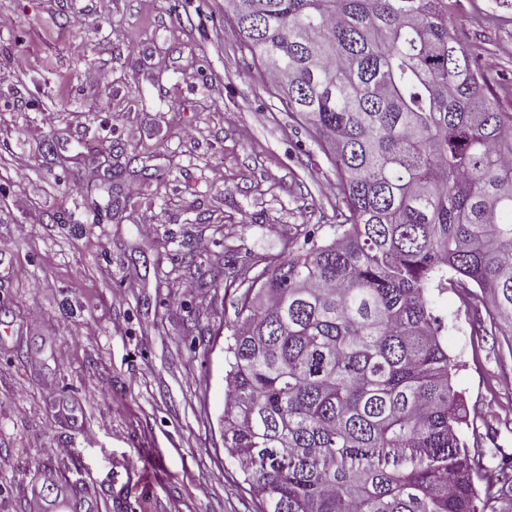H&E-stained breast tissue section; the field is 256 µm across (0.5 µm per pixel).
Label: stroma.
Segmentation results:
<instances>
[{"label": "stroma", "instance_id": "35a3bbf8", "mask_svg": "<svg viewBox=\"0 0 512 512\" xmlns=\"http://www.w3.org/2000/svg\"><path fill=\"white\" fill-rule=\"evenodd\" d=\"M0 14L14 20L0 28V512H262L224 449L241 291L210 273L278 255L300 224L332 238L330 159L224 0H0ZM448 20L512 112V0H448ZM434 304L469 454L495 480L512 462V351L497 328L473 334L476 295Z\"/></svg>", "mask_w": 512, "mask_h": 512}]
</instances>
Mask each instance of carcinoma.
I'll return each mask as SVG.
<instances>
[{"mask_svg": "<svg viewBox=\"0 0 512 512\" xmlns=\"http://www.w3.org/2000/svg\"><path fill=\"white\" fill-rule=\"evenodd\" d=\"M288 112L328 146L334 238L233 257L224 449L263 512H494L463 437L448 320L479 289L512 336V113L448 0H229Z\"/></svg>", "mask_w": 512, "mask_h": 512, "instance_id": "obj_1", "label": "carcinoma"}]
</instances>
